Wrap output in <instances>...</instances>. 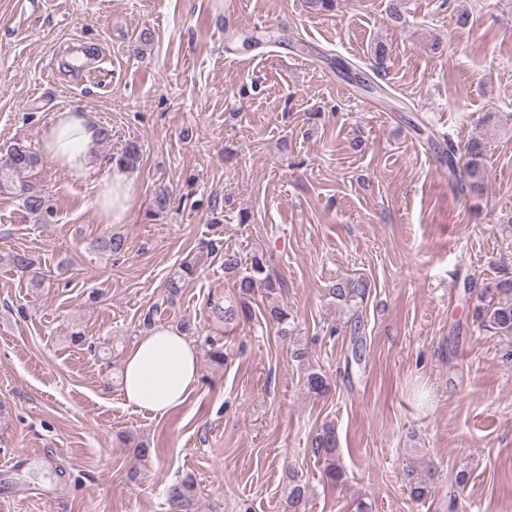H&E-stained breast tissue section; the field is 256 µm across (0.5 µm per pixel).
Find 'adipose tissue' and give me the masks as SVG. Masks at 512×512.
<instances>
[{
	"label": "adipose tissue",
	"mask_w": 512,
	"mask_h": 512,
	"mask_svg": "<svg viewBox=\"0 0 512 512\" xmlns=\"http://www.w3.org/2000/svg\"><path fill=\"white\" fill-rule=\"evenodd\" d=\"M40 141L44 157L52 164L77 178L92 174L99 133L85 113H56L43 127ZM135 192V179L125 166L113 165L99 178L95 201L104 223L123 222ZM199 378L197 349L180 330L158 325L125 355L122 397L126 405L162 416L186 400Z\"/></svg>",
	"instance_id": "adipose-tissue-1"
}]
</instances>
